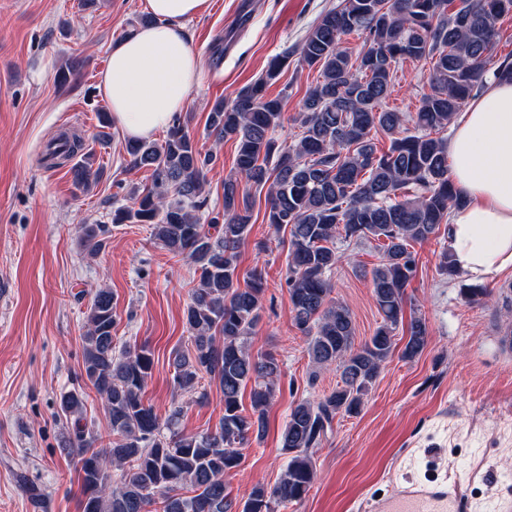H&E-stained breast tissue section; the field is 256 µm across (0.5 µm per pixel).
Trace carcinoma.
Masks as SVG:
<instances>
[{"label": "carcinoma", "instance_id": "cac0c4a2", "mask_svg": "<svg viewBox=\"0 0 512 512\" xmlns=\"http://www.w3.org/2000/svg\"><path fill=\"white\" fill-rule=\"evenodd\" d=\"M511 13L512 0H338L323 11L296 48L273 57L232 101L218 100L210 109L209 135L237 143L235 175L224 180V213L211 219L221 225L215 235L195 214L214 156L197 147L187 122L175 118L160 143L127 141L130 168L151 170V184L133 189V205L114 210L112 223L152 225L170 253L195 265L198 283L184 311L191 345L176 352L173 381L182 390L195 389L204 375L217 381L224 414L215 431L203 434L179 431L178 410L161 419L143 401L154 364L150 348L117 349L112 292H92L80 379L105 401L108 443L82 423V388L59 401L71 424L68 444L81 453L80 512H274L275 505L305 499L315 477L310 449L337 415L359 413L396 347L405 289L417 268L414 246L437 236L450 210L464 204L448 179L447 141L438 133L486 79L512 77V55L497 64L490 56L498 24ZM352 33L364 37L355 53L341 47ZM428 59L429 92L409 129L403 113L384 109V101L397 65ZM293 62L319 68L320 76L295 118L302 137L285 148L273 136L284 98H270L266 90ZM380 134L390 139L383 153L375 143ZM77 154L73 182L87 190L101 169L81 138L44 159ZM245 184L267 189V223L276 233L289 231L286 285L294 324L311 361L335 367L340 384L291 408L281 434L288 454L283 474L235 502L224 476L240 465L243 448L264 439L281 373L273 354L254 357L248 346L265 288L258 271L246 286L239 282L238 250L251 229ZM104 233L105 226L86 224L81 240L98 252ZM338 238L375 241L382 252L371 279L382 322L358 347L350 310L331 297L328 272L338 261ZM427 342L426 323L412 318L402 357L415 358ZM247 388L248 412L241 403ZM114 470L121 471L115 489Z\"/></svg>", "mask_w": 512, "mask_h": 512}]
</instances>
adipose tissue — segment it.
Returning <instances> with one entry per match:
<instances>
[{
  "mask_svg": "<svg viewBox=\"0 0 512 512\" xmlns=\"http://www.w3.org/2000/svg\"><path fill=\"white\" fill-rule=\"evenodd\" d=\"M212 0H146L153 24L113 44L98 89L113 121L148 139L184 110L201 60L185 30ZM450 178L466 201L453 210L448 248L457 272L482 283L512 268V80H493L453 123Z\"/></svg>",
  "mask_w": 512,
  "mask_h": 512,
  "instance_id": "obj_1",
  "label": "adipose tissue"
}]
</instances>
